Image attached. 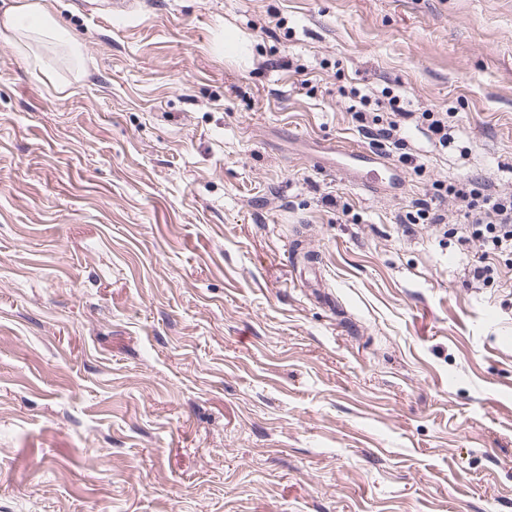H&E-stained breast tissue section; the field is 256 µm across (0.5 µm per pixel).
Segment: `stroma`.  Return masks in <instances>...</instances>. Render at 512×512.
<instances>
[{
  "instance_id": "35a3bbf8",
  "label": "stroma",
  "mask_w": 512,
  "mask_h": 512,
  "mask_svg": "<svg viewBox=\"0 0 512 512\" xmlns=\"http://www.w3.org/2000/svg\"><path fill=\"white\" fill-rule=\"evenodd\" d=\"M45 2L85 62L0 29V512H512V254L395 222L512 193V0ZM363 86L453 135L373 192L308 154L377 152Z\"/></svg>"
}]
</instances>
